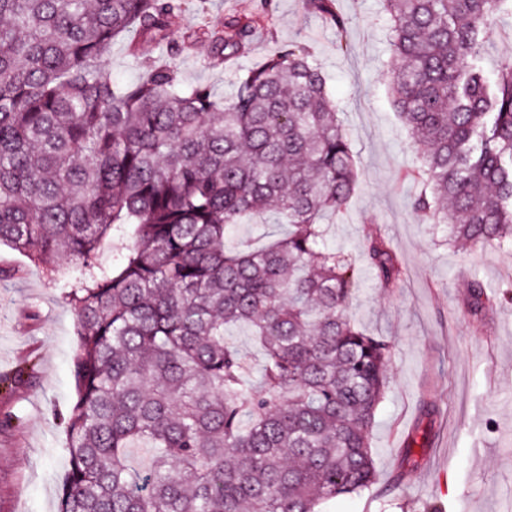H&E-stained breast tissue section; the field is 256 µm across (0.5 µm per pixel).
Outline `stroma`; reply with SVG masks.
<instances>
[{"instance_id":"1","label":"stroma","mask_w":512,"mask_h":512,"mask_svg":"<svg viewBox=\"0 0 512 512\" xmlns=\"http://www.w3.org/2000/svg\"><path fill=\"white\" fill-rule=\"evenodd\" d=\"M259 0H189L174 37L195 29L192 50L170 53L150 42L130 52L112 44L113 80L140 73V60L160 58L188 86L208 84L231 97L239 71L256 67L291 42L311 44L341 111L358 185L345 210L329 217L327 242L353 257L364 232L381 228L404 275L381 287L364 272L351 307L354 320L392 345L391 382L371 434L376 483L362 495L320 505L319 512H512V306L476 317L467 310L469 284L512 293V250L454 245L445 225L413 208L418 187L406 179L418 155L392 105V58L380 0H337L348 52L335 29L304 0H273L272 13L244 55L216 66L210 41L233 15ZM76 318L41 267L0 246V512H56L69 467L65 418L75 400ZM434 404L431 443L400 474L398 448L422 401Z\"/></svg>"}]
</instances>
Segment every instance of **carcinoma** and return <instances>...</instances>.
Instances as JSON below:
<instances>
[{"instance_id": "cac0c4a2", "label": "carcinoma", "mask_w": 512, "mask_h": 512, "mask_svg": "<svg viewBox=\"0 0 512 512\" xmlns=\"http://www.w3.org/2000/svg\"><path fill=\"white\" fill-rule=\"evenodd\" d=\"M342 39L335 0H305ZM271 0L224 23L239 55ZM185 0H0V243L63 281L76 313L70 467L58 512H317L372 488L370 434L388 341L349 315L360 271L322 218L357 185L326 77L292 43L236 77L226 100L157 60L112 79L119 37L173 45ZM393 105L421 149L415 209L473 248L512 246V63L482 48L512 0H383ZM274 211L272 244L226 245ZM126 240L118 263L104 254ZM365 258L402 269L380 233ZM475 280L470 311L492 302ZM245 326L258 374L228 337ZM420 423L403 448L415 464ZM132 448L150 465L129 467Z\"/></svg>"}]
</instances>
